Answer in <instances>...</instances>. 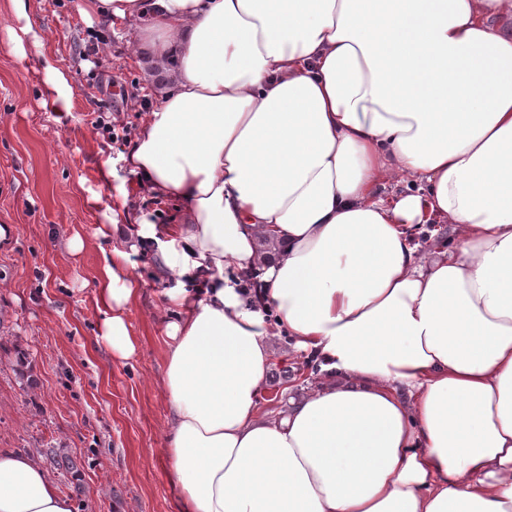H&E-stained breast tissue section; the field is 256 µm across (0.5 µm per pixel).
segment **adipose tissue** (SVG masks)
Segmentation results:
<instances>
[{
	"label": "adipose tissue",
	"mask_w": 512,
	"mask_h": 512,
	"mask_svg": "<svg viewBox=\"0 0 512 512\" xmlns=\"http://www.w3.org/2000/svg\"><path fill=\"white\" fill-rule=\"evenodd\" d=\"M89 0L159 93L125 157L179 223L111 219L96 342L138 349L140 246L174 276L180 512H512V0ZM43 105L73 93L43 49ZM408 190L379 196L383 182ZM450 225L452 247L416 243ZM260 288L247 298L244 279ZM321 376L260 418L277 337ZM0 448V512H73Z\"/></svg>",
	"instance_id": "adipose-tissue-1"
}]
</instances>
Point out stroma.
<instances>
[{
  "instance_id": "35a3bbf8",
  "label": "stroma",
  "mask_w": 512,
  "mask_h": 512,
  "mask_svg": "<svg viewBox=\"0 0 512 512\" xmlns=\"http://www.w3.org/2000/svg\"><path fill=\"white\" fill-rule=\"evenodd\" d=\"M86 0H27L35 26L12 0H0V448L76 459L77 470L50 468L75 512H176L166 473V412L162 343L155 322L172 287L157 255H133L142 293L129 322L139 342L135 358L119 363L95 342L94 277L99 250L70 252L73 234L88 237L107 224L125 199L126 216L177 223L176 202L134 190L123 161L145 112L159 102L127 43L136 22L86 18ZM49 34L60 72L74 92L67 118L41 104L45 74L38 37ZM111 52L99 53L102 44ZM125 126L111 139L97 117ZM111 161V182L99 170ZM269 385L305 386L319 367L294 353L287 339L273 347Z\"/></svg>"
}]
</instances>
